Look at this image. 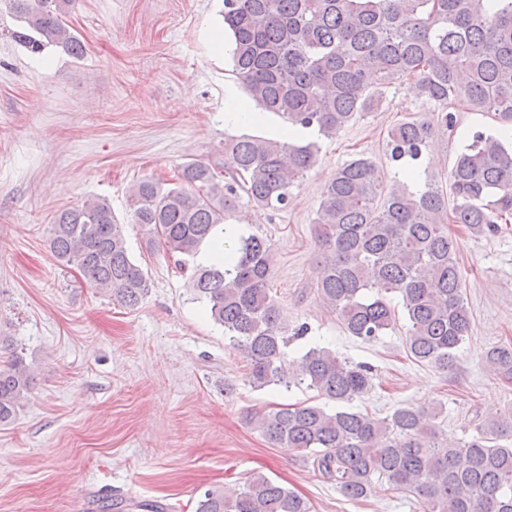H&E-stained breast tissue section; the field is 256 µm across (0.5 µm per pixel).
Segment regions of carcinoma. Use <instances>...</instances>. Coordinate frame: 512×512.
<instances>
[{
    "label": "carcinoma",
    "mask_w": 512,
    "mask_h": 512,
    "mask_svg": "<svg viewBox=\"0 0 512 512\" xmlns=\"http://www.w3.org/2000/svg\"><path fill=\"white\" fill-rule=\"evenodd\" d=\"M21 23L13 37L32 52L55 45L74 57L81 40L64 24L72 0H8ZM231 75L250 99L288 123L277 138L240 136L224 144V181L202 162L181 166L178 182L144 179L130 191L132 222L149 241L189 267V284L230 345L247 362L255 388L306 385L339 405L302 402L247 420L279 448L310 454L314 470L352 500L374 484L413 488L424 512H512V414L477 427L459 446L439 438L436 406L403 405L385 417L347 404L373 387L372 368L324 347L288 363L286 327L269 288L274 256L268 239L241 237L211 265L196 258L241 199L260 209L288 207L291 189L318 163V144L295 129L332 137L386 92L406 87L441 111L388 132L389 160L403 179L384 191L369 158L357 156L325 183L316 212L324 252L317 291L352 336L370 342L396 323L392 297L408 321L410 357L453 368L469 336L456 241L446 225L474 236L512 219V0H224ZM487 112L500 128L466 134L449 173L456 201L424 179L422 158L436 126L453 133L451 107ZM48 246L127 308L147 296L150 278L129 253L108 201L90 197L58 213ZM490 371L512 382V344L485 354ZM33 377L23 353L0 369V424L14 420ZM127 501L99 499V512H126ZM196 512H311L310 503L259 474L238 489H208Z\"/></svg>",
    "instance_id": "1"
}]
</instances>
